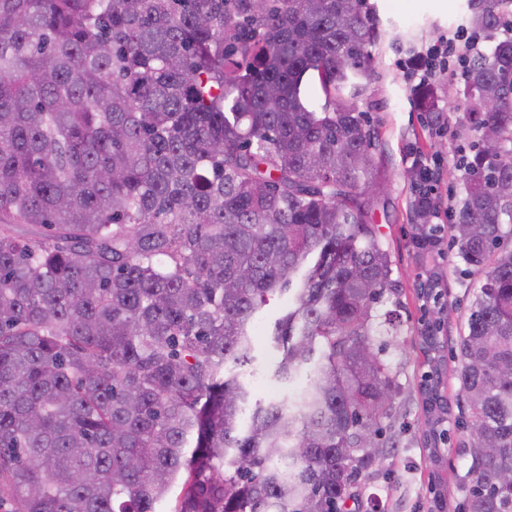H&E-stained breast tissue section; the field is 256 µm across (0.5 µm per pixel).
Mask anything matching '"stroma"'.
Listing matches in <instances>:
<instances>
[{"label":"stroma","mask_w":512,"mask_h":512,"mask_svg":"<svg viewBox=\"0 0 512 512\" xmlns=\"http://www.w3.org/2000/svg\"><path fill=\"white\" fill-rule=\"evenodd\" d=\"M381 20L385 35L374 54L377 65L371 85L370 122L382 134V158L392 173V183L378 207L374 221L379 224L385 248L393 261V276L401 284L398 299L383 298L376 313L397 310L401 327L396 335L384 336L383 360L400 391L390 419L384 420L386 435L394 441L361 477L366 512H430L428 492L434 477L444 479L446 512H457L461 496L457 483L468 471L471 459L459 450L461 434H452L445 452V462L434 467L429 460L421 423L422 400L418 392L424 358L418 349L419 325L423 301L420 289L429 271L442 278L443 335L456 342L466 328L472 300L471 289L484 279L483 272L465 270L457 256V247L448 228V213L454 212L464 195L456 162L469 149L474 137L457 124L440 129L430 125L414 100V83L405 80L397 59L411 56L426 44L464 28L467 0H369ZM417 147L439 165L437 192L442 199L443 215L439 222L444 238L442 254L417 260L411 244L413 218L410 187L404 169L412 157L410 147ZM255 367L263 376L257 395L264 401L288 402L298 395L300 384H283L272 372L281 357L266 337L254 341Z\"/></svg>","instance_id":"35a3bbf8"}]
</instances>
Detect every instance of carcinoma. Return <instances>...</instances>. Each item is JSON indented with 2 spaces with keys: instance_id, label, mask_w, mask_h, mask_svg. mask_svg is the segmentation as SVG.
Wrapping results in <instances>:
<instances>
[{
  "instance_id": "carcinoma-1",
  "label": "carcinoma",
  "mask_w": 512,
  "mask_h": 512,
  "mask_svg": "<svg viewBox=\"0 0 512 512\" xmlns=\"http://www.w3.org/2000/svg\"><path fill=\"white\" fill-rule=\"evenodd\" d=\"M451 228L485 271L457 340L463 512H512V0H467ZM368 0H0V506L360 512L395 392L373 342L396 294L363 101ZM325 97H302L305 77ZM433 125L451 101L424 85ZM424 243L442 202L405 171ZM18 224L48 228L24 237ZM295 405L254 398L262 308Z\"/></svg>"
}]
</instances>
